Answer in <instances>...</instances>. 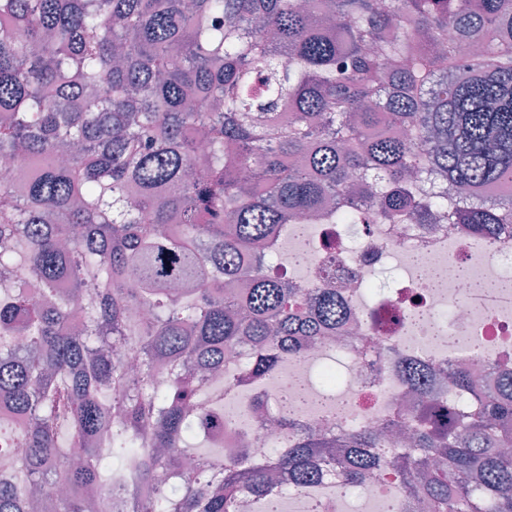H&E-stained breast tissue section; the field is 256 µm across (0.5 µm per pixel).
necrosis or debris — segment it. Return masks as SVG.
Instances as JSON below:
<instances>
[{
  "label": "necrosis or debris",
  "mask_w": 512,
  "mask_h": 512,
  "mask_svg": "<svg viewBox=\"0 0 512 512\" xmlns=\"http://www.w3.org/2000/svg\"><path fill=\"white\" fill-rule=\"evenodd\" d=\"M275 242L303 256L289 280L302 288L329 282L348 304L351 323L238 391L228 407L238 421L214 428L225 455L256 457L270 440L284 439L278 391L299 380L318 393V371L330 357L341 360L338 407H308L305 421L335 433L355 419L379 424L393 416L406 390L403 360L427 363L431 390L444 397L450 371L485 369L494 353L512 359V226L479 244L460 224H315L303 240L287 224ZM388 268L397 275L394 286L367 301L369 281Z\"/></svg>",
  "instance_id": "necrosis-or-debris-1"
}]
</instances>
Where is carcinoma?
I'll list each match as a JSON object with an SVG mask.
<instances>
[{"label": "carcinoma", "mask_w": 512, "mask_h": 512, "mask_svg": "<svg viewBox=\"0 0 512 512\" xmlns=\"http://www.w3.org/2000/svg\"><path fill=\"white\" fill-rule=\"evenodd\" d=\"M0 159L37 164L0 183V397L26 419L0 429V512H33L17 470L50 512H236L244 491L274 512L285 485L319 512L384 472L423 512H512V371L498 394L451 373L464 411L406 366L403 448L300 427L258 461L157 481L161 451L215 445L236 397L202 372L250 345L247 377L269 375L285 337L346 320L335 289L279 272L277 226L446 221L482 241L512 225V195L453 194L512 182V0H0ZM302 403L282 390L286 418ZM102 443L151 495L93 498Z\"/></svg>", "instance_id": "cac0c4a2"}]
</instances>
